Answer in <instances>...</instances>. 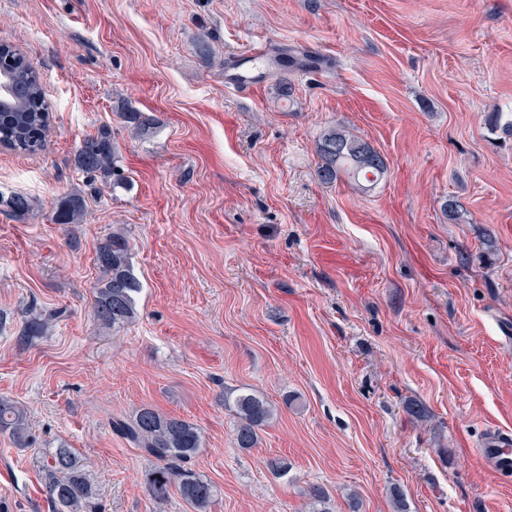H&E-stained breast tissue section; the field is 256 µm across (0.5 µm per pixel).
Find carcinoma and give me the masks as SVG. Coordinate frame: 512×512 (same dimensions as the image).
I'll return each instance as SVG.
<instances>
[{"instance_id":"1","label":"carcinoma","mask_w":512,"mask_h":512,"mask_svg":"<svg viewBox=\"0 0 512 512\" xmlns=\"http://www.w3.org/2000/svg\"><path fill=\"white\" fill-rule=\"evenodd\" d=\"M3 57L0 69L10 70V81L0 103V146L21 152L40 150L48 137L50 105L45 97L37 71L10 46H0ZM12 61H7L6 57ZM123 122L137 134H146L157 124L149 112L130 108L119 113ZM320 158L318 174L325 183L347 177L362 190H370L387 173L383 156L379 165L360 170L357 158L364 150L373 147L353 132L331 127L324 130L316 144ZM78 170L93 179H100L104 188L125 186L123 169L112 140L111 130L102 128L83 139L74 156ZM0 205L15 215H24L30 209L27 196L12 193L0 194ZM85 199L81 195L66 196L59 202L54 216L57 224H76L84 213ZM95 262L101 278L96 284L93 299V318L104 329L114 331L133 322L136 314V296L140 283L133 274L130 263V246L125 234L114 231L101 239L96 249ZM65 314L60 308L30 307L18 343L26 344L43 335L54 322ZM224 406L231 409L238 419L235 440L238 447L252 448L258 441V430L272 418L273 410L268 400L254 394H225ZM117 433L139 448L144 455L154 459L144 475L146 490L158 509L170 497V490L177 489L181 498L193 512H209L218 496L217 486L208 478L185 467L202 448V434L197 425L179 417L163 414L146 406L138 409L128 419L113 422ZM0 431L9 433L18 448L27 447L29 421L27 411L19 403L0 398ZM47 499L52 512H99L98 489L89 474L78 464L76 455L62 444L42 466ZM312 512H333L331 495L322 487L310 492Z\"/></svg>"}]
</instances>
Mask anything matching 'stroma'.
Instances as JSON below:
<instances>
[{"instance_id": "35a3bbf8", "label": "stroma", "mask_w": 512, "mask_h": 512, "mask_svg": "<svg viewBox=\"0 0 512 512\" xmlns=\"http://www.w3.org/2000/svg\"><path fill=\"white\" fill-rule=\"evenodd\" d=\"M1 42L38 72L51 128L36 153L0 147V193L31 203L0 206V396L31 439L0 432V512H52L42 463L63 442L100 512H154L149 459L112 430L143 405L200 428L211 512H307L316 485L336 512L350 492L394 512V487L408 512H512L474 453L512 430V137L487 122L512 114V0H0ZM254 43L328 64L233 86ZM333 125L385 157L372 190L321 181ZM103 127L128 186L94 194L74 154ZM70 194L83 216L55 223ZM116 228L141 291L112 333L92 302ZM33 304L65 316L22 346ZM228 393L274 408L254 448ZM118 115L123 122L133 128L136 134H146L157 124L156 117L149 112L124 108V112H118ZM0 431H8L17 448H27L29 421L27 411L18 402L0 398Z\"/></svg>"}]
</instances>
